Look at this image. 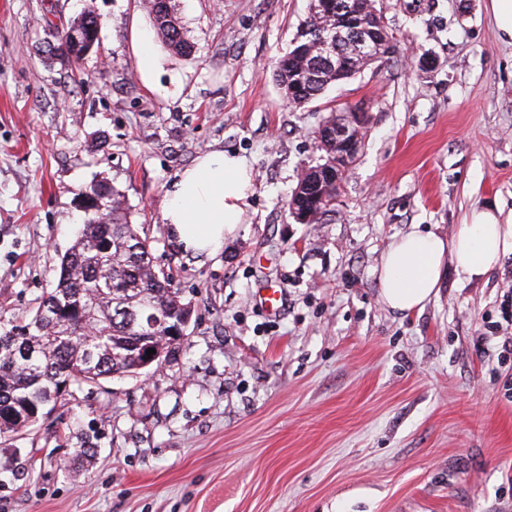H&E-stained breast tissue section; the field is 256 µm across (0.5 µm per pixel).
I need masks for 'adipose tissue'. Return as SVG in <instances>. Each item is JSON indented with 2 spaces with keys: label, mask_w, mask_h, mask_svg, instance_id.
I'll list each match as a JSON object with an SVG mask.
<instances>
[{
  "label": "adipose tissue",
  "mask_w": 512,
  "mask_h": 512,
  "mask_svg": "<svg viewBox=\"0 0 512 512\" xmlns=\"http://www.w3.org/2000/svg\"><path fill=\"white\" fill-rule=\"evenodd\" d=\"M251 176L246 161L221 150L178 172L164 194L162 219L183 251L213 255L247 219ZM512 252V224L491 207L472 208L451 237L413 229L394 239L378 271L379 297L389 309L411 313L435 297L446 260L459 278L485 277Z\"/></svg>",
  "instance_id": "1"
}]
</instances>
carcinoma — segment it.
Returning a JSON list of instances; mask_svg holds the SVG:
<instances>
[{"label":"carcinoma","instance_id":"1","mask_svg":"<svg viewBox=\"0 0 512 512\" xmlns=\"http://www.w3.org/2000/svg\"><path fill=\"white\" fill-rule=\"evenodd\" d=\"M359 0H308V13L291 46L275 63L273 78L283 96L297 106L336 85V66L316 49L336 34L327 13L353 12ZM150 14L163 42L188 55L192 45L175 17L170 0H150ZM321 162L309 167L291 193L288 211L318 224L336 200V187L320 194L303 189L321 166L336 158V146L317 141ZM104 211L84 218L63 256L57 283L22 322L0 327V435L51 414L75 385L133 376L145 369L147 350L155 365L168 361L179 340L175 331L190 315L178 289L152 261L151 241L132 223L125 196L112 189ZM153 312L159 324L142 326Z\"/></svg>","mask_w":512,"mask_h":512}]
</instances>
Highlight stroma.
I'll list each match as a JSON object with an SVG mask.
<instances>
[{"instance_id":"obj_1","label":"stroma","mask_w":512,"mask_h":512,"mask_svg":"<svg viewBox=\"0 0 512 512\" xmlns=\"http://www.w3.org/2000/svg\"><path fill=\"white\" fill-rule=\"evenodd\" d=\"M172 3L188 57L145 0H0V325L53 288L100 181L192 305L161 367L72 388L0 436V512H512V359L497 351L512 254L479 281L445 268L407 315L376 274L414 227L451 236L476 206L512 219V44L490 0H378L390 54L301 107L271 69L307 0ZM88 8L99 52L77 68L53 47ZM354 108L369 124L336 203L297 223L286 201L320 157L315 132ZM215 149L251 167V206L219 253L193 256L163 197Z\"/></svg>"}]
</instances>
